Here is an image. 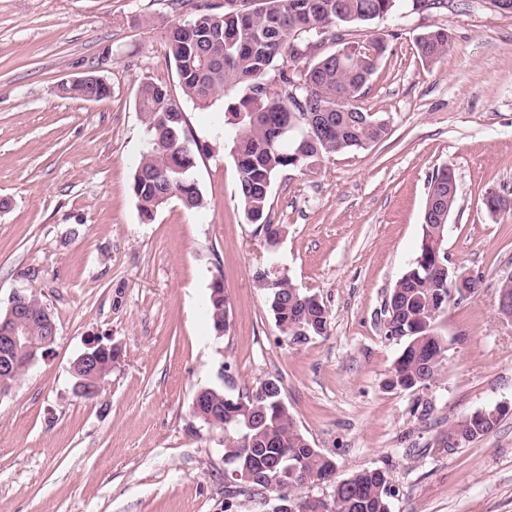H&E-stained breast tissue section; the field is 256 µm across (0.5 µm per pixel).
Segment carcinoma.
Returning a JSON list of instances; mask_svg holds the SVG:
<instances>
[{
	"mask_svg": "<svg viewBox=\"0 0 512 512\" xmlns=\"http://www.w3.org/2000/svg\"><path fill=\"white\" fill-rule=\"evenodd\" d=\"M398 0H256L254 8H240L237 0L223 6L198 8L189 34L172 25L165 36L181 96L172 97L162 82L139 88L137 105L147 129L146 146L133 176L132 190L146 219L178 198L185 207H205L201 191L182 149L192 135L180 120L183 102L207 109L217 97L234 90L228 108L231 152L238 172V194L246 219L261 226L266 242L277 243L281 227L271 221L270 190L281 171L311 167L323 157L365 149L382 141L388 121L360 104L372 75L384 58L388 43L375 36L349 42L358 47L352 56L329 52L311 57L301 53L308 43L321 48L324 37L336 41V28L345 32L363 27L394 11ZM448 29L435 26L416 38L417 55L427 64L448 52ZM302 59L308 64L290 71L285 64ZM288 127V134L281 133ZM445 197L443 211H451L457 192L448 188V175L437 171L427 195ZM447 225L438 212L423 216L417 254L392 289L385 310V336L403 343L387 387L404 390L426 387L445 373L447 345L438 333L440 317L448 311V283L430 274L448 265L444 239ZM256 279L268 290L269 307L283 335L304 344L324 334L328 311L317 297L260 269ZM206 313L218 334L227 328V296L211 287ZM203 413L196 417L224 432V464L239 478L226 491L224 512H232L233 498L258 489L269 494L271 512L294 499H309L306 512H390L391 477L381 469H363L340 480L336 460L317 448L298 429L282 398L281 382L265 380L237 397L220 387L203 389ZM503 412L475 413L448 427V450L454 440L473 442L495 429ZM333 482L328 498L305 492L318 482Z\"/></svg>",
	"mask_w": 512,
	"mask_h": 512,
	"instance_id": "cac0c4a2",
	"label": "carcinoma"
}]
</instances>
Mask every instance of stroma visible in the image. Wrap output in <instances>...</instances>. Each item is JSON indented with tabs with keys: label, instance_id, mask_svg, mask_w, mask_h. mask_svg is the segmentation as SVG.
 <instances>
[{
	"label": "stroma",
	"instance_id": "stroma-1",
	"mask_svg": "<svg viewBox=\"0 0 512 512\" xmlns=\"http://www.w3.org/2000/svg\"><path fill=\"white\" fill-rule=\"evenodd\" d=\"M205 0H0V313L15 292L52 312L49 353L0 397V512H224V436L193 416L206 387L238 395L279 378L312 447L337 478L382 469L391 512H512V319L497 286L512 276V14L490 0L396 10L367 34L387 38L362 106L390 123L365 150L281 171L269 250L240 205L231 148L216 127L228 97L185 103L205 151L193 177L205 207L178 200L140 218L131 185L146 129L140 86L177 87L164 34ZM442 26L447 55L422 63L416 36ZM92 73L111 87L87 102L59 84ZM455 173L446 247L478 291L440 321L448 370L427 387L386 385L400 354L384 304L416 256L428 182ZM274 257L316 294L324 335L289 344L254 272ZM223 279L224 335L205 313ZM121 357L101 393L73 391L90 341ZM508 405L490 434L446 448L450 423Z\"/></svg>",
	"mask_w": 512,
	"mask_h": 512
}]
</instances>
